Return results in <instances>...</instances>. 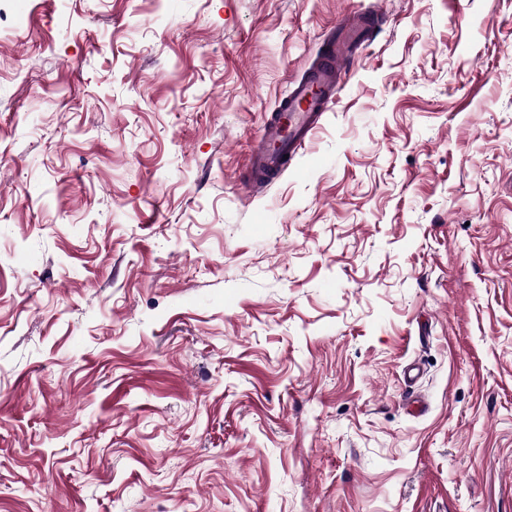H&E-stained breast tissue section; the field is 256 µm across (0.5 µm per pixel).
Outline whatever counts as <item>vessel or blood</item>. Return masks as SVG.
<instances>
[{
  "label": "vessel or blood",
  "instance_id": "vessel-or-blood-1",
  "mask_svg": "<svg viewBox=\"0 0 512 512\" xmlns=\"http://www.w3.org/2000/svg\"><path fill=\"white\" fill-rule=\"evenodd\" d=\"M375 24V19L351 13L341 20V38L332 51L294 82L267 119L247 167L245 188L278 179L286 158L308 144L348 73L352 46L362 43Z\"/></svg>",
  "mask_w": 512,
  "mask_h": 512
}]
</instances>
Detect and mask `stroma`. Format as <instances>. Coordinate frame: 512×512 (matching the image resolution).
Listing matches in <instances>:
<instances>
[{"label": "stroma", "instance_id": "35a3bbf8", "mask_svg": "<svg viewBox=\"0 0 512 512\" xmlns=\"http://www.w3.org/2000/svg\"><path fill=\"white\" fill-rule=\"evenodd\" d=\"M0 512H512V0H0ZM347 14L341 21V38L333 50L316 61L267 119L256 141L246 169L244 188L249 191L257 183H271L279 178L284 155L291 161L303 149L317 129L348 74L354 60L350 48L361 44L378 22Z\"/></svg>", "mask_w": 512, "mask_h": 512}]
</instances>
